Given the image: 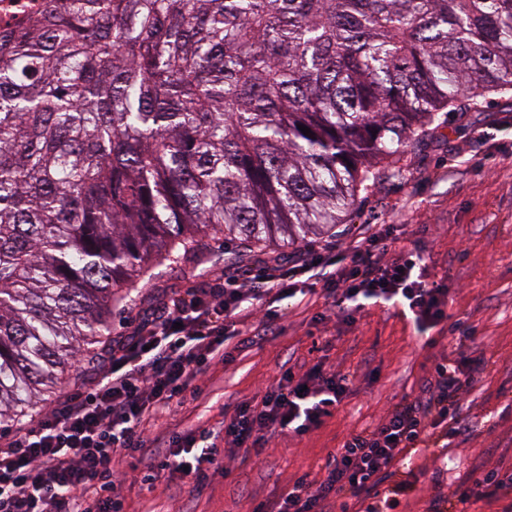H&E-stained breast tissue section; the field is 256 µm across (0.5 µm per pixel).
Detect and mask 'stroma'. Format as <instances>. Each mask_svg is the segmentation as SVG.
Returning a JSON list of instances; mask_svg holds the SVG:
<instances>
[{"instance_id": "1", "label": "stroma", "mask_w": 512, "mask_h": 512, "mask_svg": "<svg viewBox=\"0 0 512 512\" xmlns=\"http://www.w3.org/2000/svg\"><path fill=\"white\" fill-rule=\"evenodd\" d=\"M367 224H386V258L419 254L431 280L448 286V319L417 331L400 305L366 301L347 315L327 305L321 289L278 302L272 334L236 350L234 359L202 376L203 395L153 426L168 433L205 425L220 428L238 404L259 401L282 368L305 373L314 364L353 378L351 394L323 424L297 436L278 427L265 435L268 466L235 451L230 473H211L195 491L191 479L148 487L140 475L149 457H115L118 492L127 512H253L255 505L302 475L321 480L330 451L351 433L380 422L402 397L419 394L443 357L482 350L489 359L460 402L465 434L416 448L390 468L385 485L413 472L416 488L399 512H427L436 496H453L467 472L512 465V89L458 98L437 112L396 161L377 168L342 224L297 247H250L210 242L202 261H186L142 278L112 309L109 331L94 345L95 360L75 364L39 404L46 411L77 388L90 387L127 339L172 296L228 277L249 283L261 268L294 262L356 236Z\"/></svg>"}]
</instances>
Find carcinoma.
<instances>
[{
  "label": "carcinoma",
  "instance_id": "carcinoma-1",
  "mask_svg": "<svg viewBox=\"0 0 512 512\" xmlns=\"http://www.w3.org/2000/svg\"><path fill=\"white\" fill-rule=\"evenodd\" d=\"M505 86L512 0H48L0 36V425L152 269L305 243L434 113Z\"/></svg>",
  "mask_w": 512,
  "mask_h": 512
}]
</instances>
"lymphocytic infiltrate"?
Masks as SVG:
<instances>
[{
	"mask_svg": "<svg viewBox=\"0 0 512 512\" xmlns=\"http://www.w3.org/2000/svg\"><path fill=\"white\" fill-rule=\"evenodd\" d=\"M387 235L378 225L364 227L347 246L346 265H336L328 251L316 261L298 259L267 269L247 287L231 279L223 288L174 295L135 336L113 349L93 387L70 392L33 427L0 434V512H124L112 480L115 455L151 456L145 484L187 476L200 489L209 470L223 469L227 449L257 448L269 426L300 435L319 428L353 381L317 364L299 377L284 371L259 403H242L219 430L190 428L167 436L149 431L163 413L184 404L192 380L212 364L232 360L229 342L242 335L253 306L270 307L296 295L301 278L322 280L325 299L339 308L357 311L363 300L379 299L407 309L419 330L445 322L447 284L428 280L418 255L381 259ZM487 364L480 353L437 365L421 395L397 404L380 423L329 452L322 480L299 477L254 512H328L329 501L348 497L365 503L364 512H394L398 496L413 486L401 481L380 494L383 474L408 449L429 445L433 429L442 424L462 431L459 401L472 374ZM477 502L512 512V473H487L452 504L434 498L431 512H460Z\"/></svg>",
	"mask_w": 512,
	"mask_h": 512,
	"instance_id": "f902f5d3",
	"label": "lymphocytic infiltrate"
}]
</instances>
